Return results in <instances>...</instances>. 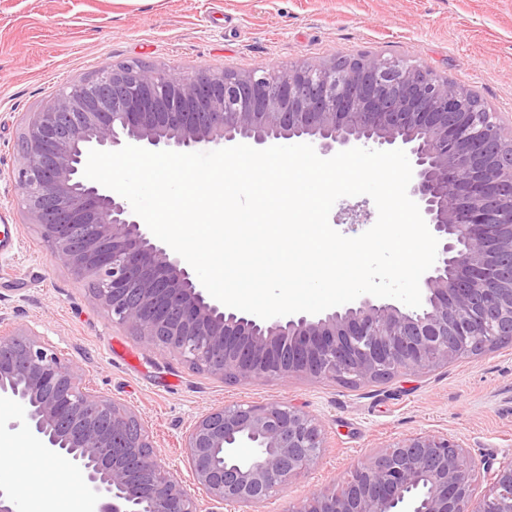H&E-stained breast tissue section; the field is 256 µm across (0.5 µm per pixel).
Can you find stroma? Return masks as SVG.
Masks as SVG:
<instances>
[{"mask_svg": "<svg viewBox=\"0 0 512 512\" xmlns=\"http://www.w3.org/2000/svg\"><path fill=\"white\" fill-rule=\"evenodd\" d=\"M363 53L404 57L472 90L512 133V0H0V225L14 242L0 254V317L35 328L79 368L85 388L132 408L188 488L183 437L199 416L239 403L302 407L322 424L324 448L259 512H287L333 489L368 455L418 432L453 437L477 457L512 453V344L354 386L305 376L233 382L155 354L112 325L84 280L23 223L12 179L22 117L108 63L285 71ZM352 206L362 223H348ZM376 219L365 195L338 200L329 216L348 237ZM19 420V408L0 401V431H15L16 462L31 470L41 443Z\"/></svg>", "mask_w": 512, "mask_h": 512, "instance_id": "stroma-1", "label": "stroma"}]
</instances>
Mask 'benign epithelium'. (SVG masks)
<instances>
[{
	"label": "benign epithelium",
	"instance_id": "benign-epithelium-1",
	"mask_svg": "<svg viewBox=\"0 0 512 512\" xmlns=\"http://www.w3.org/2000/svg\"><path fill=\"white\" fill-rule=\"evenodd\" d=\"M471 91L379 55L299 65L273 85L271 69L106 64L27 113L13 172L17 205L51 257L78 279L93 277V302L149 350L236 381L256 377L420 375L472 355L467 341L490 325L512 339V221L492 209L512 189L507 147L465 137L478 113ZM283 140L322 156L375 145L411 159L408 194L439 240L421 278L422 305L363 296L341 310L263 320L214 299L183 258L149 230L127 200L84 177L92 149L127 144L188 152ZM0 399L16 403L50 458L83 474L98 512H252L310 468L322 426L286 402L225 406L198 417L184 448L207 507L162 467L133 410L87 391L77 368L34 330L0 319ZM256 441L240 460L227 442ZM356 466L345 493L310 496L289 512H512V454L475 459L444 434L419 432ZM488 493L473 504L478 477Z\"/></svg>",
	"mask_w": 512,
	"mask_h": 512
}]
</instances>
